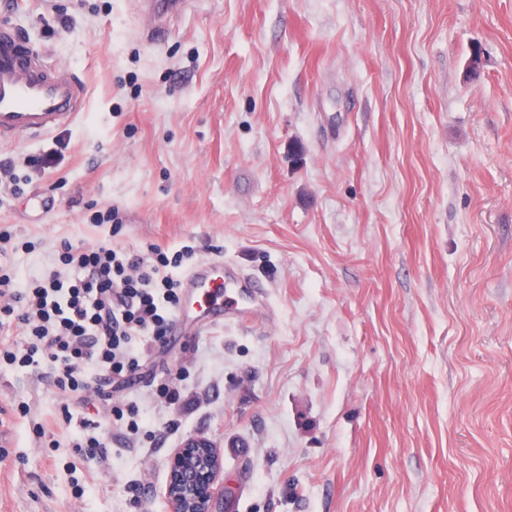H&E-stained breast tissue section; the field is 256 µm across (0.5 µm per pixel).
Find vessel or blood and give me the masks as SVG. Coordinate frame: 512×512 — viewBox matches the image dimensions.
Returning <instances> with one entry per match:
<instances>
[{
    "label": "vessel or blood",
    "instance_id": "1",
    "mask_svg": "<svg viewBox=\"0 0 512 512\" xmlns=\"http://www.w3.org/2000/svg\"><path fill=\"white\" fill-rule=\"evenodd\" d=\"M148 20L146 40H165L173 18L190 0H141ZM85 88L72 73L48 66L23 45L12 28L0 27V143L49 134L70 125L82 110ZM182 302L172 331L184 334L256 316L262 290L241 269L220 258L197 262L181 282Z\"/></svg>",
    "mask_w": 512,
    "mask_h": 512
}]
</instances>
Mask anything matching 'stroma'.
<instances>
[{"label":"stroma","instance_id":"35a3bbf8","mask_svg":"<svg viewBox=\"0 0 512 512\" xmlns=\"http://www.w3.org/2000/svg\"><path fill=\"white\" fill-rule=\"evenodd\" d=\"M142 23L138 0H0L87 90L0 144L31 178L0 185V260L191 245L272 314L154 347L108 400L0 361V512H168L199 433L235 512H512V0H196L160 45ZM130 402L144 427L86 461L79 419Z\"/></svg>","mask_w":512,"mask_h":512}]
</instances>
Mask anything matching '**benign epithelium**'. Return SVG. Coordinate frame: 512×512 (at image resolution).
Instances as JSON below:
<instances>
[{"instance_id":"benign-epithelium-1","label":"benign epithelium","mask_w":512,"mask_h":512,"mask_svg":"<svg viewBox=\"0 0 512 512\" xmlns=\"http://www.w3.org/2000/svg\"><path fill=\"white\" fill-rule=\"evenodd\" d=\"M223 468V453L210 436L188 437L172 455L166 497L169 512H224L214 485Z\"/></svg>"}]
</instances>
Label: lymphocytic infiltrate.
<instances>
[{
    "label": "lymphocytic infiltrate",
    "mask_w": 512,
    "mask_h": 512,
    "mask_svg": "<svg viewBox=\"0 0 512 512\" xmlns=\"http://www.w3.org/2000/svg\"><path fill=\"white\" fill-rule=\"evenodd\" d=\"M194 255L188 245L138 253L65 241L42 276L0 267V321L17 329L0 330V359L23 368L49 362L57 393L68 399L133 384L145 351L168 342L181 288L172 272Z\"/></svg>",
    "instance_id": "lymphocytic-infiltrate-1"
}]
</instances>
